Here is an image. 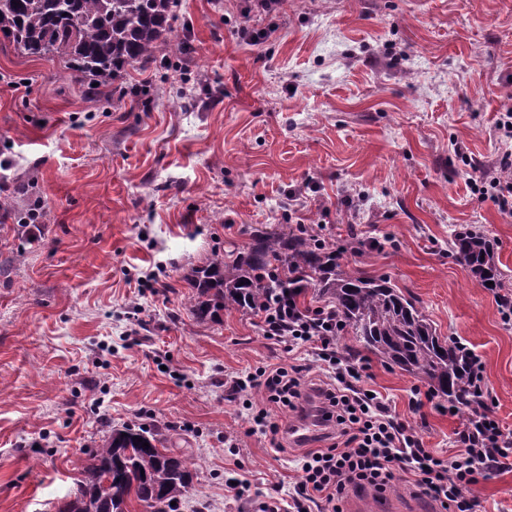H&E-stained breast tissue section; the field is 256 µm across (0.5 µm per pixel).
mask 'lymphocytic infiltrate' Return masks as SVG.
<instances>
[{
	"mask_svg": "<svg viewBox=\"0 0 512 512\" xmlns=\"http://www.w3.org/2000/svg\"><path fill=\"white\" fill-rule=\"evenodd\" d=\"M479 198H490L512 213V151H505L496 176L474 186ZM266 339L282 343L293 361L231 377L233 394L260 392L264 404L252 415L268 436L274 454L293 453L296 475L287 498L255 499L254 512H342L350 491L385 492L397 472H404L414 494L431 497L443 512H475L472 493L477 477L499 460L512 457V436L485 409H477L456 434V455L441 458L422 437L392 415L380 394L363 386L368 367L336 354L340 332L335 312L303 314L298 301L279 296L255 312ZM307 350L311 360H297ZM319 400L323 431L314 448H292L288 426L271 421L275 412L297 413L310 397Z\"/></svg>",
	"mask_w": 512,
	"mask_h": 512,
	"instance_id": "obj_1",
	"label": "lymphocytic infiltrate"
}]
</instances>
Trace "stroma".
Here are the masks:
<instances>
[{
	"label": "stroma",
	"instance_id": "stroma-1",
	"mask_svg": "<svg viewBox=\"0 0 512 512\" xmlns=\"http://www.w3.org/2000/svg\"><path fill=\"white\" fill-rule=\"evenodd\" d=\"M184 44L132 71L144 97H84L58 57L0 38V512H57L105 432L170 426L199 471L178 512H251L275 456L230 377L286 359L252 314L200 323L184 274L257 229L318 226L351 268L387 275L441 336L480 356L484 402L512 432V215L477 200L512 104V0H181ZM260 40H251V33ZM496 243L503 287L452 258L454 231ZM367 388L428 448L460 416L409 401L420 381L336 338ZM477 512H512V465L483 472Z\"/></svg>",
	"mask_w": 512,
	"mask_h": 512
}]
</instances>
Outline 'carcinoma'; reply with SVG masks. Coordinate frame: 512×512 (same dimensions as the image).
I'll list each match as a JSON object with an SVG mask.
<instances>
[{"label":"carcinoma","mask_w":512,"mask_h":512,"mask_svg":"<svg viewBox=\"0 0 512 512\" xmlns=\"http://www.w3.org/2000/svg\"><path fill=\"white\" fill-rule=\"evenodd\" d=\"M180 0H0V36L30 57L52 54L79 73L86 95L123 87L173 43ZM346 248L311 236L301 225L253 231L249 242L216 253L184 276L187 304L202 321L226 310L255 311L281 292L311 289L334 308L362 348L453 402L474 411L467 353L439 336L427 316L386 276H363L344 262ZM453 256L476 282L501 288L494 245L478 229L454 235ZM161 428L126 426L102 436L78 461L80 478L57 512H176L198 469L191 455L165 447ZM149 443V447L142 443Z\"/></svg>","instance_id":"obj_1"}]
</instances>
